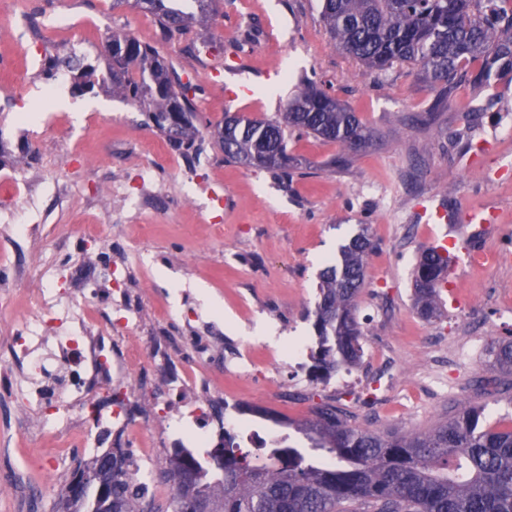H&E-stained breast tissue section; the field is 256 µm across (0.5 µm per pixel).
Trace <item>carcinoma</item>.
Returning <instances> with one entry per match:
<instances>
[{"mask_svg":"<svg viewBox=\"0 0 512 512\" xmlns=\"http://www.w3.org/2000/svg\"><path fill=\"white\" fill-rule=\"evenodd\" d=\"M192 2L190 12L172 0H112V8L152 15L173 40L194 26L207 27L217 15L215 0ZM321 19L336 47L366 70L379 74L411 65L429 86L440 88L441 102L458 72L475 61L481 62L475 85L512 72V0H322ZM105 44L112 53L101 65L48 56L44 78L66 68L80 95L107 88L137 102L171 148L200 156L204 143L189 97L199 88L181 83L154 46L126 32H112ZM213 136L227 160L285 180L298 166L288 138L313 136L339 145L342 153L333 160L339 169L374 134L334 96L307 83L275 117L227 113ZM372 250L363 225L341 247L340 261L320 273L311 359L323 379L361 360L356 301ZM451 261L450 254L430 248L414 268V307L427 321L441 315L440 288ZM489 365L507 376L500 385L512 391V339L491 345ZM295 428L317 454L303 455L284 437L253 460L230 435L224 439V473L215 474L207 458L175 448L166 478L177 495L186 489L205 496L212 512H512V428L488 423L483 406L461 409L425 433L384 437L351 425L340 408L322 403ZM132 481L127 468L112 474V512H143Z\"/></svg>","mask_w":512,"mask_h":512,"instance_id":"obj_1","label":"carcinoma"}]
</instances>
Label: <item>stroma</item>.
<instances>
[{
	"mask_svg": "<svg viewBox=\"0 0 512 512\" xmlns=\"http://www.w3.org/2000/svg\"><path fill=\"white\" fill-rule=\"evenodd\" d=\"M13 7L45 25L59 11L92 13L98 29L59 41L37 30L25 46L0 36V60L7 64L0 84L8 88L0 93V176H29L36 196L35 204L22 201L0 212V275L11 278L9 289L0 290V483L9 488L0 512H57L74 468L97 454L76 443L49 458L43 451L56 447V438H33L40 413L26 400L25 366L11 348L13 333L34 317L28 293L40 281L73 287L77 268L108 271L117 257L129 264L133 282L148 283L142 310L171 362L190 360L194 345L204 342L220 363L235 339L252 341L259 377L225 373L213 382L240 428L285 436L289 422L308 418L324 402L345 410L352 425L383 435L428 431L454 407L484 406L493 423L512 416L511 397L480 388L492 374L488 345L512 338V73L480 88L463 70L447 105L434 108L437 92L416 70L397 66L376 75L339 50L320 19L319 0H220L207 29L173 41L157 24L141 30L145 13L113 8L112 0H0V12ZM115 30L154 45L182 80L200 85L196 107L206 149L193 180L183 179L167 157L150 158L163 190L161 209L110 225L104 240L85 241L65 231L88 209L89 197L115 180L135 182L144 150L163 138L137 105L101 89L80 96L88 110L75 122L42 96L49 84L69 91L70 76L61 72L49 83L41 71L51 53L96 62ZM27 74L30 87L12 93ZM307 79L373 128L372 144L336 169L338 145L311 136L291 140L288 150L300 165L283 182L225 162L213 124L228 112L273 116ZM240 82L248 87L242 97L235 94ZM38 105L56 118L54 127L17 123ZM430 110L435 121L416 124ZM73 145L99 154L101 163L66 166ZM489 206L496 221L488 233L437 217L445 207L459 214ZM22 217L35 225L34 235L16 234ZM363 224L371 227L374 250L356 308L361 361L338 378L307 385L301 403L279 401L278 391L297 380L285 364L267 378V355L282 336L300 337L305 349H314L310 312L318 273ZM445 237L467 247L450 267L441 316L429 322L413 308L412 274L420 252ZM209 296L219 309L206 304ZM443 336L470 341L465 364L448 385L422 389L424 353ZM383 350L394 357L399 382L393 400L373 416L367 405L382 398L373 359ZM265 411L286 418V425L262 419Z\"/></svg>",
	"mask_w": 512,
	"mask_h": 512,
	"instance_id": "1",
	"label": "stroma"
}]
</instances>
